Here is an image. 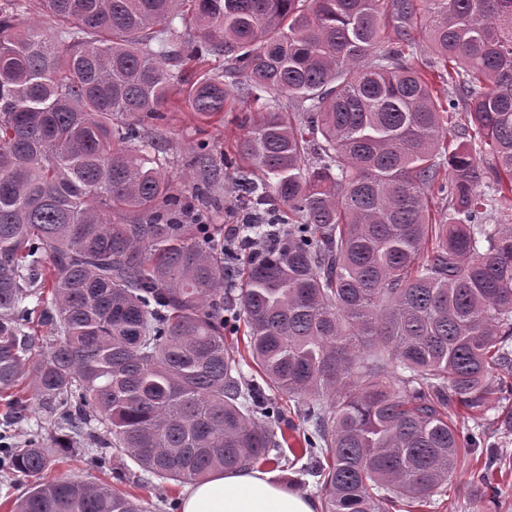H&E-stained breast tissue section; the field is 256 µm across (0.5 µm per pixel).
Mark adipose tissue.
Instances as JSON below:
<instances>
[{
    "instance_id": "1",
    "label": "adipose tissue",
    "mask_w": 512,
    "mask_h": 512,
    "mask_svg": "<svg viewBox=\"0 0 512 512\" xmlns=\"http://www.w3.org/2000/svg\"><path fill=\"white\" fill-rule=\"evenodd\" d=\"M182 512H319V504L268 473L245 469L188 486Z\"/></svg>"
}]
</instances>
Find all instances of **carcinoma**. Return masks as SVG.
<instances>
[{"instance_id":"cac0c4a2","label":"carcinoma","mask_w":512,"mask_h":512,"mask_svg":"<svg viewBox=\"0 0 512 512\" xmlns=\"http://www.w3.org/2000/svg\"><path fill=\"white\" fill-rule=\"evenodd\" d=\"M32 9L50 29L20 26ZM210 56L227 67L186 81L188 104L261 103L234 162L253 204L283 206L246 229L272 240L240 276L195 221V199L224 208L210 178L174 187L146 135L173 69ZM226 162L196 147L197 168ZM229 316L271 390L324 399L289 457ZM0 394L4 423L40 419L0 444L30 482L13 512H152L44 480L88 453L178 483L305 459L321 512L445 495L488 412L512 432V0H0ZM235 325L238 328V332H231L230 334L228 331H226L225 342L228 349L231 351L232 354H234V356H236V358L240 362L243 380H245V382L255 381L260 383L264 387L266 394L269 395L268 398L277 399L276 393L268 389L267 386L265 385L261 375L257 370L256 365L254 364L251 357L248 355L246 349L244 348V343L247 342V338L246 336L243 335L242 326L240 328L239 322H236Z\"/></svg>"}]
</instances>
